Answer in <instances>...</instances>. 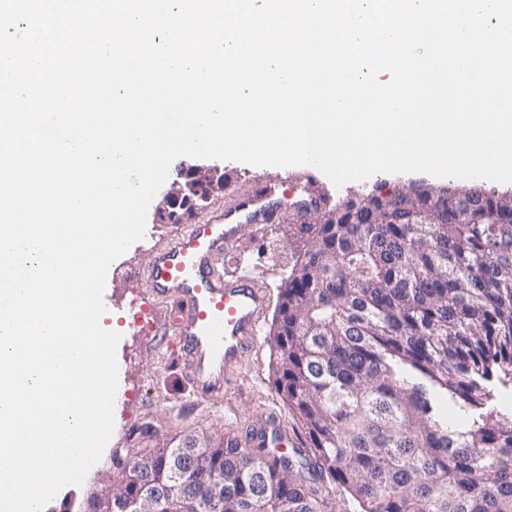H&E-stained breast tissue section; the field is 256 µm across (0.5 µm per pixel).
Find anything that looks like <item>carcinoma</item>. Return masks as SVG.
Returning a JSON list of instances; mask_svg holds the SVG:
<instances>
[{
    "mask_svg": "<svg viewBox=\"0 0 512 512\" xmlns=\"http://www.w3.org/2000/svg\"><path fill=\"white\" fill-rule=\"evenodd\" d=\"M369 193L294 225L278 289L277 390L308 456L201 435L154 448L113 490L129 512H512V200L479 186ZM196 466L153 495L179 457ZM224 483V504L202 497Z\"/></svg>",
    "mask_w": 512,
    "mask_h": 512,
    "instance_id": "obj_1",
    "label": "carcinoma"
}]
</instances>
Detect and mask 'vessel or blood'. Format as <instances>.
Masks as SVG:
<instances>
[{
    "label": "vessel or blood",
    "instance_id": "vessel-or-blood-1",
    "mask_svg": "<svg viewBox=\"0 0 512 512\" xmlns=\"http://www.w3.org/2000/svg\"><path fill=\"white\" fill-rule=\"evenodd\" d=\"M224 196L199 216L186 219L170 243L147 249L142 275L151 294L175 306L173 323L183 367L199 396L223 393L230 371L245 359L260 336L259 318L266 297L249 275L224 278V254L247 224L267 225L292 218L304 223L324 207L326 188L318 169L266 167L263 171H222ZM246 448L286 453L293 445L278 420L266 418L242 442Z\"/></svg>",
    "mask_w": 512,
    "mask_h": 512
}]
</instances>
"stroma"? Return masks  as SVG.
Masks as SVG:
<instances>
[{
	"label": "stroma",
	"instance_id": "35a3bbf8",
	"mask_svg": "<svg viewBox=\"0 0 512 512\" xmlns=\"http://www.w3.org/2000/svg\"><path fill=\"white\" fill-rule=\"evenodd\" d=\"M430 176L411 174L396 178L378 173L363 181L342 186L328 185L333 200L357 198L375 187L390 192L410 184L430 183ZM290 223L271 226L245 225L232 251L220 267L224 276L249 274L267 295H275L288 276L297 255L289 243ZM146 257L135 249L115 260L109 268L104 291L106 312L117 319L121 339L116 348L118 399L114 402L113 433L96 470L83 483L60 489L49 505L60 508L63 499L81 501L100 486H120L122 470L113 468V453H126L136 443L154 447L171 446L190 432L215 437L239 436L252 423L268 415L280 418L289 433L301 436L302 429L283 402L275 386L276 354L273 349L274 307L266 305L261 316L257 346L234 374L226 394L201 398L185 378L174 351L149 329L132 332L125 309L116 300L130 301L146 296L136 273Z\"/></svg>",
	"mask_w": 512,
	"mask_h": 512
}]
</instances>
